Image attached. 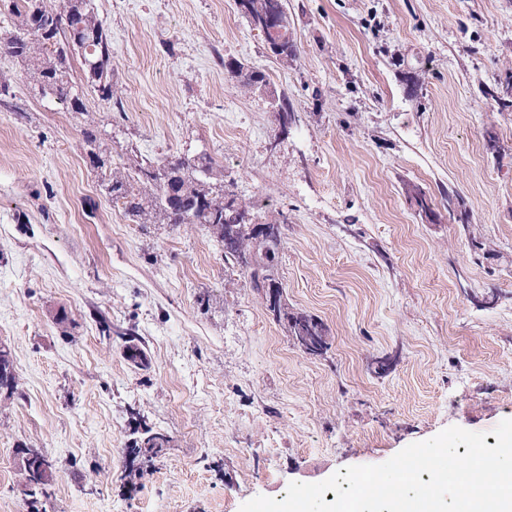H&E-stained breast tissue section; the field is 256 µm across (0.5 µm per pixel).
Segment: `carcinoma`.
<instances>
[{"instance_id":"obj_1","label":"carcinoma","mask_w":512,"mask_h":512,"mask_svg":"<svg viewBox=\"0 0 512 512\" xmlns=\"http://www.w3.org/2000/svg\"><path fill=\"white\" fill-rule=\"evenodd\" d=\"M91 0H7V12L20 19L21 28L0 36V52L17 58L29 66L34 85L46 97L50 96L83 108V100L71 78V60L78 56L85 68L86 82L106 101L118 100V89L112 81V50L107 30L97 18ZM242 4L240 13L252 29L262 30L269 23L278 28V43L271 52L288 59L296 55L290 35V23L285 0H236ZM228 77L239 85L253 89L266 83L259 72L245 71L235 63L224 64ZM483 95L504 107L512 106V75L504 82L487 86ZM212 168L178 158L162 166L148 161L139 166L137 183L154 187L146 198L121 181L108 180L105 188L113 200L122 204L126 216L137 223L150 212L162 224H207L218 233L224 250V261L239 265L249 272L252 287L270 297L276 283L274 276L282 244L281 225H267L261 241L253 236L249 207L240 202L229 186L210 184L199 174ZM278 300L268 307L273 318L284 324L295 344H321L318 355L329 347L323 340L326 327L321 320L304 312H293L277 290ZM16 378L12 353L0 347V391H13ZM169 444L164 433L145 426L140 436L126 448L130 462L137 463L136 471L151 467ZM53 477L44 473L37 462L23 467V492L30 512H46L45 504Z\"/></svg>"}]
</instances>
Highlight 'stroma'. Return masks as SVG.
<instances>
[{
    "label": "stroma",
    "mask_w": 512,
    "mask_h": 512,
    "mask_svg": "<svg viewBox=\"0 0 512 512\" xmlns=\"http://www.w3.org/2000/svg\"><path fill=\"white\" fill-rule=\"evenodd\" d=\"M286 4L282 60L236 0H92L121 101L76 59L79 112L0 53V343L17 380L0 392V512H27L21 448L53 464L47 512H240L451 426L495 446L512 419V108L481 93L512 75V0ZM88 129L119 178L213 159L257 223L281 225L276 279L327 352L294 344L208 225L133 223ZM135 412L171 446L133 477ZM224 69L228 73V77L237 82L239 85L253 89L259 88V85H265V77L259 72L244 71L241 65L235 63H225Z\"/></svg>",
    "instance_id": "35a3bbf8"
}]
</instances>
